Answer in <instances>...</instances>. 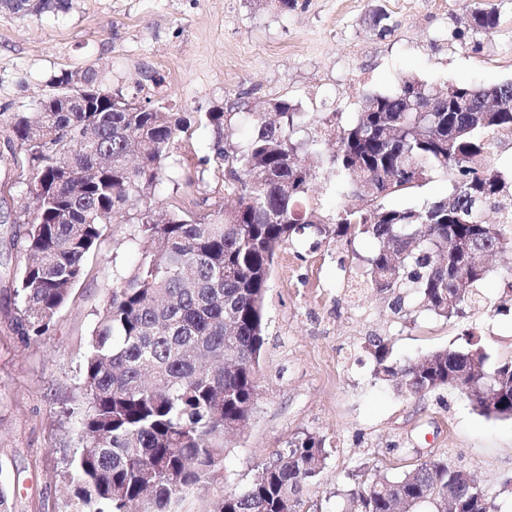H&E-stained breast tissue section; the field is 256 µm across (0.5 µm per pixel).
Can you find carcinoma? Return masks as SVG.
Instances as JSON below:
<instances>
[{
  "mask_svg": "<svg viewBox=\"0 0 512 512\" xmlns=\"http://www.w3.org/2000/svg\"><path fill=\"white\" fill-rule=\"evenodd\" d=\"M69 0H0V10L42 14ZM466 24L476 34L499 22L488 0H471ZM90 85L104 92L98 111L46 112L36 99L0 127L18 184L40 192L26 226L25 265L16 275L18 329L43 336L85 274V260L110 224H134L147 243L136 268L118 275L90 332L77 371L82 392L81 446L69 462L71 512H171L224 454L231 427L252 415L256 365L263 345L264 300L277 251L311 232L319 240L379 243L366 259L368 285L401 311L396 290L413 288L422 307L447 320L476 302L491 273L481 251L509 248L512 177L489 162L484 133L512 130V83L481 87L453 82L447 97L413 76L388 92L365 96L355 121L316 118L283 98L250 113L251 130L234 139L238 113L206 112L197 120L216 137L199 159L197 179L223 178L235 208L161 209L156 188L189 139L191 117L163 103L112 94L86 67L53 76L49 87ZM431 112H410L409 102ZM328 164L336 192L370 202L343 205L332 224L306 207L318 166ZM445 171L457 196L416 208L380 200ZM488 210L499 218L483 219ZM376 378L405 396L447 385L460 369L469 399L485 417H512V361L489 363L485 350H437L400 366L390 340L368 338ZM324 440L307 435L262 465L258 478L224 491L219 512H298L301 492L322 469ZM465 469L430 456L403 475L367 470L348 490L353 512H447L448 484L462 489V512H501L481 487L464 485Z\"/></svg>",
  "mask_w": 512,
  "mask_h": 512,
  "instance_id": "cac0c4a2",
  "label": "carcinoma"
}]
</instances>
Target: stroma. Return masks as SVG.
<instances>
[{
	"instance_id": "1",
	"label": "stroma",
	"mask_w": 512,
	"mask_h": 512,
	"mask_svg": "<svg viewBox=\"0 0 512 512\" xmlns=\"http://www.w3.org/2000/svg\"><path fill=\"white\" fill-rule=\"evenodd\" d=\"M470 0H72L41 15L0 11V113L19 111L66 69H99L113 92L140 102L164 97L176 112L204 113L236 102L250 108L285 98L320 116L337 111L351 123L368 93L394 89L401 77L474 85L512 81V0H491L499 15L488 34L466 23ZM386 14L388 29L373 26ZM157 73L161 87L134 84ZM173 175L182 197L225 204L213 179L188 184L214 141L210 126L192 128ZM0 145V492L7 512H70L66 463L80 446L76 370L116 273L131 272L144 242L130 224L109 225L86 261L84 278L50 334L17 330L14 273L25 260V227L16 215L27 197ZM378 248L301 237L284 245L271 269L264 345L256 367L260 396L241 433L204 483L177 499L172 512H217L230 485L254 480L291 438L325 441L324 467L302 493L317 512H345L342 493L360 465L388 476L438 455L470 470L512 512V419L481 416L465 393L442 389L397 394L375 377L368 337L390 338L401 364L439 349L478 343L512 358V252L489 261L479 301L448 321L414 306L394 313L372 290L354 293L363 258Z\"/></svg>"
}]
</instances>
